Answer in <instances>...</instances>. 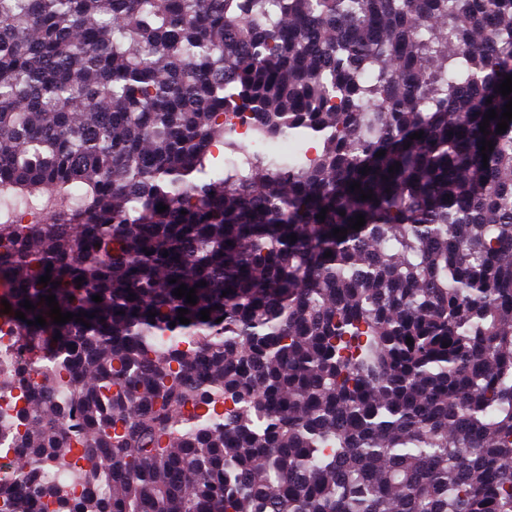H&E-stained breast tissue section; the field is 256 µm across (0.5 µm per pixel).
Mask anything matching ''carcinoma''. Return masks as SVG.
<instances>
[{"mask_svg": "<svg viewBox=\"0 0 512 512\" xmlns=\"http://www.w3.org/2000/svg\"><path fill=\"white\" fill-rule=\"evenodd\" d=\"M507 75L512 0H0V512H512ZM11 327L0 322V373L11 372L20 362L16 336Z\"/></svg>", "mask_w": 512, "mask_h": 512, "instance_id": "1", "label": "carcinoma"}]
</instances>
